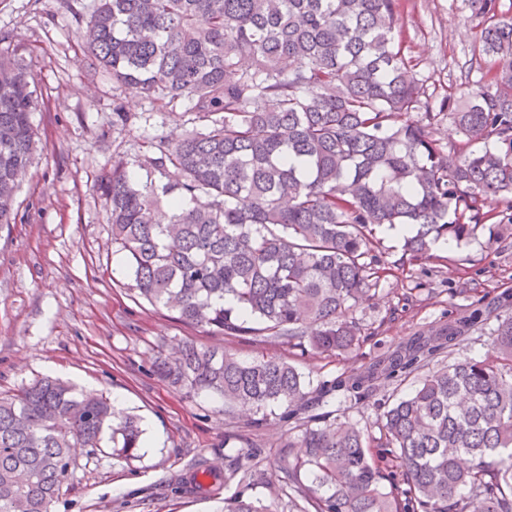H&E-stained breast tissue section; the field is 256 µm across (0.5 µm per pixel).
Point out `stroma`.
<instances>
[{
  "label": "stroma",
  "mask_w": 512,
  "mask_h": 512,
  "mask_svg": "<svg viewBox=\"0 0 512 512\" xmlns=\"http://www.w3.org/2000/svg\"><path fill=\"white\" fill-rule=\"evenodd\" d=\"M70 0H0V38L17 45L36 75L43 102L32 114L38 144L16 197L15 223L0 226V394L15 393L51 375L105 395L124 396L139 415L147 450L129 462L109 452L86 456L53 512H220L225 499H260L272 512H296L282 470L283 443L295 420L270 418L256 432L260 454L252 476L232 479L220 496L192 489L187 477L206 461L227 467L239 454L237 434L252 414L210 397H189L152 372L159 354L183 342L225 348L239 359L281 358L319 388L343 374L360 373L414 336L447 323L477 297L512 288V211L491 202L494 217L475 236L441 241L436 257L398 271L402 239L382 228L375 254L393 275L354 312L370 334L348 355H311L255 336L227 339L175 319L128 287L112 239L97 179L113 156L127 161L150 153L157 136L179 135L189 104L161 105L115 90L111 79L89 83L81 62L78 20ZM402 51L418 79L441 100L464 80H478L467 62L477 32L469 0H399ZM135 114L126 127L112 124L114 104ZM420 378L377 382L358 398L337 395V413L377 433L393 396L412 392Z\"/></svg>",
  "instance_id": "obj_1"
}]
</instances>
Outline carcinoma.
Masks as SVG:
<instances>
[{"instance_id": "1", "label": "carcinoma", "mask_w": 512, "mask_h": 512, "mask_svg": "<svg viewBox=\"0 0 512 512\" xmlns=\"http://www.w3.org/2000/svg\"><path fill=\"white\" fill-rule=\"evenodd\" d=\"M79 29L90 80L154 102L186 99L192 127L153 144L135 179L122 156L97 189L127 277L152 306L214 336H262L344 353L366 336L352 312L385 269L376 231L406 225L400 269L461 243L512 210V4L469 0L479 36L471 66L490 77L448 96V122L481 150L445 153L436 111L396 43L397 0H93ZM36 78L0 46V224L15 222L33 162ZM417 113V119L408 114ZM491 352L428 372L373 436L315 400L406 377L472 334ZM152 372L190 396L299 421L286 448L299 512H512V288L317 395L295 366L242 361L185 342ZM145 429L103 395L46 376L0 396V512H51L79 468L72 453L136 457ZM371 448L385 449V465ZM228 472L197 466L219 485ZM224 512H269L239 495Z\"/></svg>"}]
</instances>
